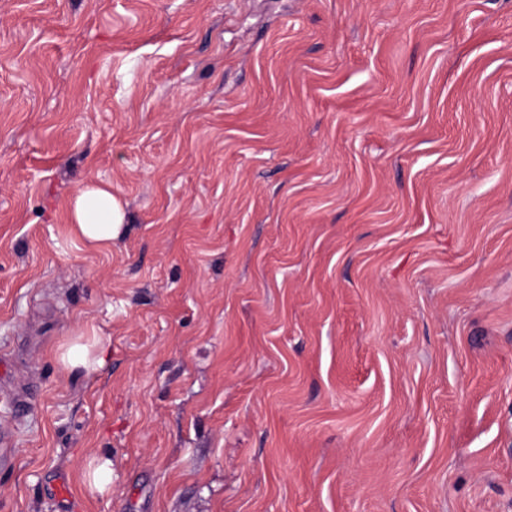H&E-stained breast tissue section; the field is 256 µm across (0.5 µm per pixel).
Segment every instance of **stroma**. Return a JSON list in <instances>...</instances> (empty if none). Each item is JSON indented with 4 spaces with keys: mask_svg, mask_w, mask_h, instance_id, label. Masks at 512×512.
<instances>
[{
    "mask_svg": "<svg viewBox=\"0 0 512 512\" xmlns=\"http://www.w3.org/2000/svg\"><path fill=\"white\" fill-rule=\"evenodd\" d=\"M0 361V512H512V0H0ZM125 216V207L110 185L84 183L72 202L71 231L90 249L108 248L120 237ZM104 352L97 343L92 345L74 342L62 351L58 358L61 365L69 370H83L85 373H91L104 367ZM83 482L97 491H105L112 484V460L93 458L83 471Z\"/></svg>",
    "mask_w": 512,
    "mask_h": 512,
    "instance_id": "1",
    "label": "stroma"
}]
</instances>
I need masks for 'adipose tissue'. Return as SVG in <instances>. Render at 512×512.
Returning a JSON list of instances; mask_svg holds the SVG:
<instances>
[{
  "label": "adipose tissue",
  "instance_id": "obj_1",
  "mask_svg": "<svg viewBox=\"0 0 512 512\" xmlns=\"http://www.w3.org/2000/svg\"><path fill=\"white\" fill-rule=\"evenodd\" d=\"M125 207L107 184L86 183L76 192L71 210V231L88 248L111 247L121 235Z\"/></svg>",
  "mask_w": 512,
  "mask_h": 512
}]
</instances>
